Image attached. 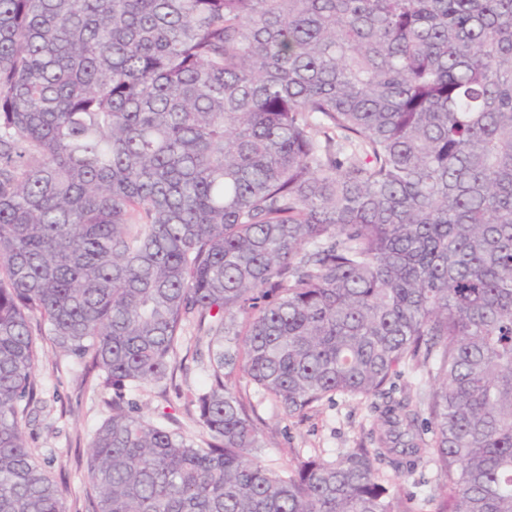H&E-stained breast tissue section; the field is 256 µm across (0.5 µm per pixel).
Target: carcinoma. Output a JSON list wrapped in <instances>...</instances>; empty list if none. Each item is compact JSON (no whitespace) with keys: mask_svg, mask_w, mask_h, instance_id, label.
Returning <instances> with one entry per match:
<instances>
[{"mask_svg":"<svg viewBox=\"0 0 512 512\" xmlns=\"http://www.w3.org/2000/svg\"><path fill=\"white\" fill-rule=\"evenodd\" d=\"M210 336L205 445L118 402L93 512H512V0H0V512H66L27 445L40 353L167 379ZM391 398L374 447L260 457L288 417ZM390 467L384 481L375 466ZM397 371V375L392 379L395 390H393L391 395L395 398H400L410 392L413 404L417 403L421 409L419 424L425 428L429 414L425 404L428 389L423 383L424 372L421 369L411 370L410 366L404 364H401ZM441 482L442 478L434 466L418 469L406 479L399 491L403 508L410 512H435L438 500L426 502L423 499L434 493Z\"/></svg>","mask_w":512,"mask_h":512,"instance_id":"carcinoma-1","label":"carcinoma"}]
</instances>
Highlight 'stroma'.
<instances>
[{"label": "stroma", "mask_w": 512, "mask_h": 512, "mask_svg": "<svg viewBox=\"0 0 512 512\" xmlns=\"http://www.w3.org/2000/svg\"><path fill=\"white\" fill-rule=\"evenodd\" d=\"M184 338L174 382L132 386L126 389L125 398L135 402L136 415L199 442L204 434L196 422L192 398L210 383L208 340L191 323L185 327ZM36 342L45 351L36 371L40 403L25 428V437L52 475L64 478L67 512H89L87 454L95 431L112 415L113 392L104 388L98 371L87 362L55 353L47 337H37ZM227 385L246 404L264 444L262 458L273 466L289 464L299 454L333 460L371 447L370 430L385 404L379 396L338 395L305 417L289 418L248 379L236 375ZM441 481L431 465L406 479L400 490L405 512H435L437 504L429 496Z\"/></svg>", "instance_id": "1"}]
</instances>
